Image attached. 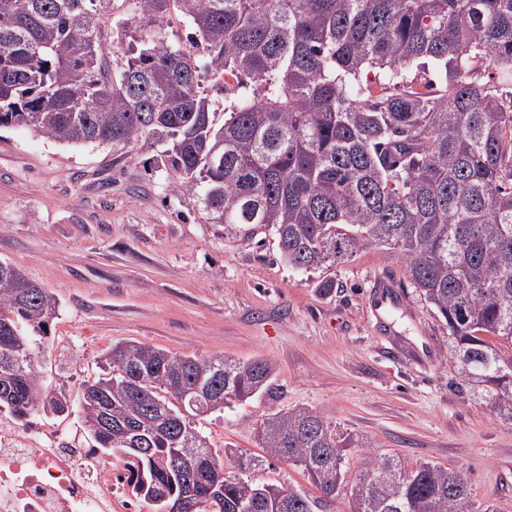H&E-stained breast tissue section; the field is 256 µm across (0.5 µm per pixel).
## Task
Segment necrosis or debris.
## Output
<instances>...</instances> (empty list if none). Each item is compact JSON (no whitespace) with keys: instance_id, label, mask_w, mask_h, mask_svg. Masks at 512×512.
I'll use <instances>...</instances> for the list:
<instances>
[{"instance_id":"1","label":"necrosis or debris","mask_w":512,"mask_h":512,"mask_svg":"<svg viewBox=\"0 0 512 512\" xmlns=\"http://www.w3.org/2000/svg\"><path fill=\"white\" fill-rule=\"evenodd\" d=\"M0 512H151L119 462L70 428L0 420Z\"/></svg>"}]
</instances>
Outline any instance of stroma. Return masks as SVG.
<instances>
[{"label":"stroma","mask_w":512,"mask_h":512,"mask_svg":"<svg viewBox=\"0 0 512 512\" xmlns=\"http://www.w3.org/2000/svg\"><path fill=\"white\" fill-rule=\"evenodd\" d=\"M136 11L137 0H114L100 17L112 72L125 60L112 32ZM177 182L139 141L65 146L0 127V259L59 300L40 359L51 385L80 392L102 352L125 341L267 360L273 397L198 420L214 448L257 452L267 413L307 407L374 453L466 471L478 503L512 512V422L458 387L448 328L397 255L372 245L302 271L280 261L268 228L207 223ZM379 278L397 286L401 307L379 309ZM324 279L334 287L321 289Z\"/></svg>","instance_id":"stroma-1"}]
</instances>
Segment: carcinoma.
Returning a JSON list of instances; mask_svg holds the SVG:
<instances>
[{
    "mask_svg": "<svg viewBox=\"0 0 512 512\" xmlns=\"http://www.w3.org/2000/svg\"><path fill=\"white\" fill-rule=\"evenodd\" d=\"M111 2L0 0V127L74 146L149 138L208 223L273 228L296 268L331 269L368 245L396 253L448 327L462 389L512 421V0H139L120 21L115 77L99 25ZM176 2L208 58L142 35ZM415 64L433 65L439 87L418 82ZM209 71L249 79L252 96L220 117L201 86ZM57 309L55 294L0 261V406L18 420L55 402L35 349ZM19 340L27 356L13 373ZM101 361L74 405L153 512L189 483L195 512H336L340 499L348 512H493L463 471L437 463L378 456L350 475L351 450L370 442L305 407L264 417L265 455L217 453L194 419L269 394L266 360L129 342ZM186 436L209 456L191 473L177 461ZM271 458L308 485L242 476Z\"/></svg>",
    "mask_w": 512,
    "mask_h": 512,
    "instance_id": "obj_1",
    "label": "carcinoma"
}]
</instances>
